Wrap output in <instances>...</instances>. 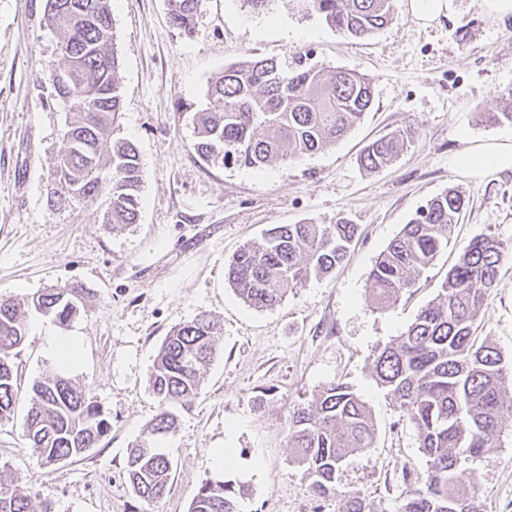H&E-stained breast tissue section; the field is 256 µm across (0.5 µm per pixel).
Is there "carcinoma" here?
I'll list each match as a JSON object with an SVG mask.
<instances>
[{"instance_id":"cac0c4a2","label":"carcinoma","mask_w":512,"mask_h":512,"mask_svg":"<svg viewBox=\"0 0 512 512\" xmlns=\"http://www.w3.org/2000/svg\"><path fill=\"white\" fill-rule=\"evenodd\" d=\"M201 0H168L173 26L189 36ZM60 53L52 71H72L54 83L69 101L71 117L54 166L61 189L48 206L60 210L72 199L111 195L102 223L120 232L139 221L142 162L135 144L119 136L121 95L114 51L112 0H46ZM332 28L367 37L395 19L396 0H300ZM373 104L371 83L352 70L306 68L274 59L246 58L226 68L208 87L206 108L194 113L193 149L218 165L262 169L288 156L326 149L345 136ZM394 130L370 142L360 161L368 170L393 162L414 136ZM109 170V181L102 180ZM465 199L450 188L431 198L379 255L370 274L372 303L379 310L404 290L448 247ZM357 225L283 224L259 241L243 245L226 279L255 308L281 303L289 289L322 277L347 257ZM512 252L490 236L473 239L448 270L437 297L407 331L375 351L372 374L416 426L427 458L423 476H404L406 491L395 512H484L476 487L461 488L465 465L497 447L502 425L512 420V367L487 340H477L478 315ZM87 293L74 285L49 288L19 302L0 299V423L14 418L20 395L15 359L28 336L22 308L68 324L84 307ZM220 329L200 312L174 327L163 340L149 375L159 412L147 435L130 449L126 475L136 497L164 495L172 471L156 442L175 426L171 403L191 406L200 393L202 370L217 355ZM96 402L66 377L48 374L31 388L23 437L40 464L55 466L85 455L109 432ZM372 415L353 387L337 382L294 411L288 426L293 461L310 480L315 496L333 497L338 512H368L363 499L339 490L347 456L372 447ZM248 488L218 471L194 495L190 512H239ZM0 512H56L50 501L32 508L24 491L0 486Z\"/></svg>"}]
</instances>
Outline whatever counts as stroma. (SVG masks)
Wrapping results in <instances>:
<instances>
[{
    "instance_id": "obj_1",
    "label": "stroma",
    "mask_w": 512,
    "mask_h": 512,
    "mask_svg": "<svg viewBox=\"0 0 512 512\" xmlns=\"http://www.w3.org/2000/svg\"><path fill=\"white\" fill-rule=\"evenodd\" d=\"M45 4L0 0V296L23 300L76 283L89 300L66 327L27 315L29 335L15 359L17 415L0 424V480L58 512H189L216 470L213 450L223 448L233 458L227 477L249 487L241 512H337L336 499L313 495L287 435L297 405L342 380L370 409L376 434L372 448L347 459L340 486L359 492L370 512H394L404 473L422 475L426 459L416 427L376 384L371 362L437 296L473 238L491 235L512 247V170L473 177L458 165L464 153L512 136V124L485 119L512 90V16L494 20L481 0H454L424 27L409 0H397L389 27L355 38L297 0H271L260 13L241 0H202L187 37L170 24L167 0H113L120 131L136 143L143 167L140 219L116 234L102 222L109 195L47 207L70 105L50 76L59 39ZM301 54L307 65L370 79L373 105L363 120L329 149L262 170L199 158L192 116L205 108L212 79L248 56ZM406 126L418 134L393 164L361 167L365 145ZM451 187L467 207L447 248L395 305L374 309L369 273L378 256ZM340 217L357 226L348 259L289 289L282 304L251 307L228 285L233 255L266 230ZM202 311L221 325L218 355L194 404L172 407L177 427L159 441L172 476L166 493L146 502L132 493L125 466L159 411L149 374L171 328ZM478 324L480 338L511 362L512 261ZM53 336L77 337L80 355L67 375L111 429L83 457L47 467L27 447L22 423L28 389L58 368ZM463 483L477 485L485 512H512V421L497 447L469 462Z\"/></svg>"
}]
</instances>
